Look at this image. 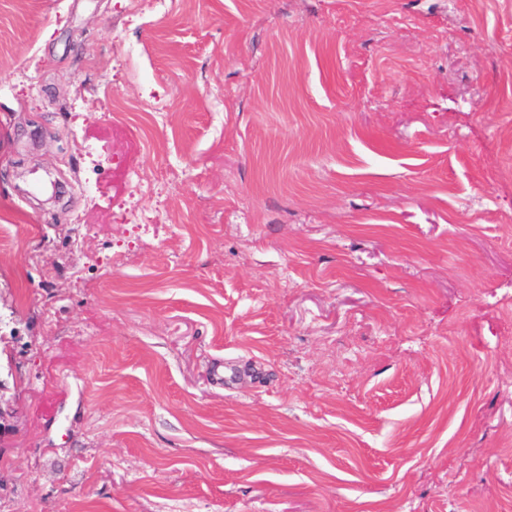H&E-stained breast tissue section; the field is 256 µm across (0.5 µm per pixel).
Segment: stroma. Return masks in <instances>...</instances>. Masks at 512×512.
Instances as JSON below:
<instances>
[{
  "label": "stroma",
  "instance_id": "obj_1",
  "mask_svg": "<svg viewBox=\"0 0 512 512\" xmlns=\"http://www.w3.org/2000/svg\"><path fill=\"white\" fill-rule=\"evenodd\" d=\"M130 6L0 0V512H512V0ZM259 374L260 370L256 363L224 366V361L220 360L212 368V378L219 385H224V382L227 383L245 376L258 377Z\"/></svg>",
  "mask_w": 512,
  "mask_h": 512
}]
</instances>
